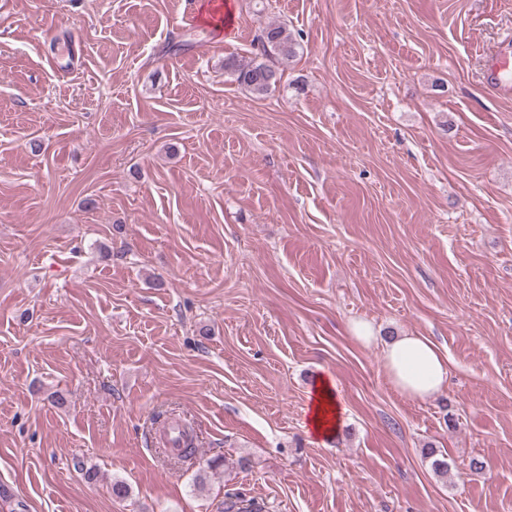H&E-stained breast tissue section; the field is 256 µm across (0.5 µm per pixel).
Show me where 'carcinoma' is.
<instances>
[{"mask_svg":"<svg viewBox=\"0 0 512 512\" xmlns=\"http://www.w3.org/2000/svg\"><path fill=\"white\" fill-rule=\"evenodd\" d=\"M258 46L260 54L250 60L228 59L224 62V72L233 78L238 85L260 98L268 95L280 81L278 71L266 62V58L277 56L282 59L292 57L296 53V42L281 23H270L262 29ZM178 459L188 458L197 448L198 435L191 423L180 420Z\"/></svg>","mask_w":512,"mask_h":512,"instance_id":"carcinoma-1","label":"carcinoma"}]
</instances>
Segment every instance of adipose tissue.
<instances>
[{
  "mask_svg": "<svg viewBox=\"0 0 512 512\" xmlns=\"http://www.w3.org/2000/svg\"><path fill=\"white\" fill-rule=\"evenodd\" d=\"M384 365L395 388L414 400L428 399L444 389L448 365L426 337L398 336L385 346ZM341 408L336 384L330 377L318 379L308 423L315 437L334 433L340 423Z\"/></svg>",
  "mask_w": 512,
  "mask_h": 512,
  "instance_id": "ef3b65f1",
  "label": "adipose tissue"
}]
</instances>
